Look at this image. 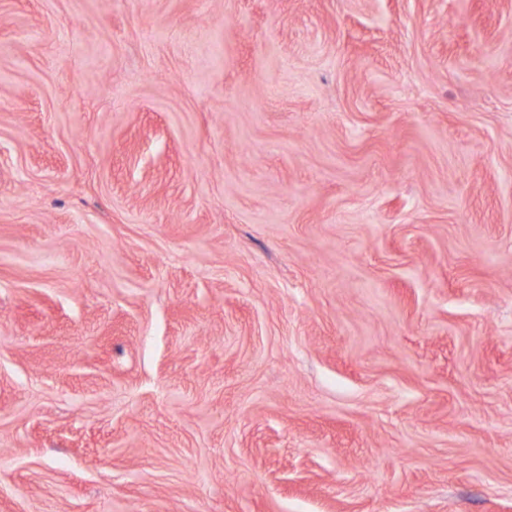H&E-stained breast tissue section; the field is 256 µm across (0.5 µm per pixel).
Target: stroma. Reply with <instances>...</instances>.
<instances>
[{
    "instance_id": "obj_1",
    "label": "stroma",
    "mask_w": 512,
    "mask_h": 512,
    "mask_svg": "<svg viewBox=\"0 0 512 512\" xmlns=\"http://www.w3.org/2000/svg\"><path fill=\"white\" fill-rule=\"evenodd\" d=\"M0 512H512V0H0Z\"/></svg>"
}]
</instances>
